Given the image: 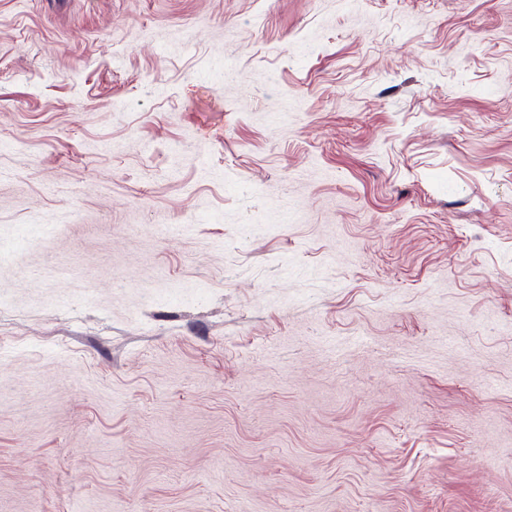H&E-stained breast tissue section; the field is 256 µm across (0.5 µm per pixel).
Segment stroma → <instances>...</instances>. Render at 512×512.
Masks as SVG:
<instances>
[{"label": "stroma", "mask_w": 512, "mask_h": 512, "mask_svg": "<svg viewBox=\"0 0 512 512\" xmlns=\"http://www.w3.org/2000/svg\"><path fill=\"white\" fill-rule=\"evenodd\" d=\"M0 512H512V0H0Z\"/></svg>", "instance_id": "obj_1"}]
</instances>
